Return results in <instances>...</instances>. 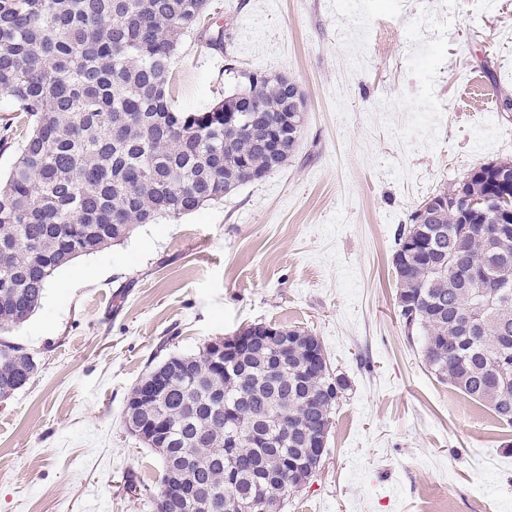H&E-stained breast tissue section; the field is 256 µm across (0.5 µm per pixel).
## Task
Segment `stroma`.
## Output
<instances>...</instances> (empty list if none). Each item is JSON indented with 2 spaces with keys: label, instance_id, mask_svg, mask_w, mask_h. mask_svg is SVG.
I'll list each match as a JSON object with an SVG mask.
<instances>
[{
  "label": "stroma",
  "instance_id": "stroma-1",
  "mask_svg": "<svg viewBox=\"0 0 512 512\" xmlns=\"http://www.w3.org/2000/svg\"><path fill=\"white\" fill-rule=\"evenodd\" d=\"M253 73L305 98L288 163L73 260L13 331L37 372L0 400V512H156L130 389L164 353L261 322L317 336L349 383L283 512H512V425L431 373L392 267L423 200L512 161V0H212L172 104L209 107Z\"/></svg>",
  "mask_w": 512,
  "mask_h": 512
}]
</instances>
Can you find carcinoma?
<instances>
[{
	"mask_svg": "<svg viewBox=\"0 0 512 512\" xmlns=\"http://www.w3.org/2000/svg\"><path fill=\"white\" fill-rule=\"evenodd\" d=\"M211 0H0V90L28 131L0 183V399L22 388L37 363L4 339L42 305L52 274L80 256L125 241L136 227L178 220L221 199L254 174L288 163L304 108L289 102L283 75L248 83L209 108L180 111L170 97L171 59ZM473 169L455 184L465 196L498 185ZM490 212L433 209L400 228L394 266L398 317L422 336L440 381L512 424V231L489 239ZM420 241L414 253L405 244ZM253 351L217 370L208 347L170 355L177 372L163 398L143 399L136 420L164 415L165 443L149 444L161 481L186 468L210 512H258L256 479L270 468L279 487L308 459L306 437L331 427L348 388L329 362L307 366L303 346ZM157 512H197L157 494Z\"/></svg>",
	"mask_w": 512,
	"mask_h": 512,
	"instance_id": "cac0c4a2",
	"label": "carcinoma"
}]
</instances>
